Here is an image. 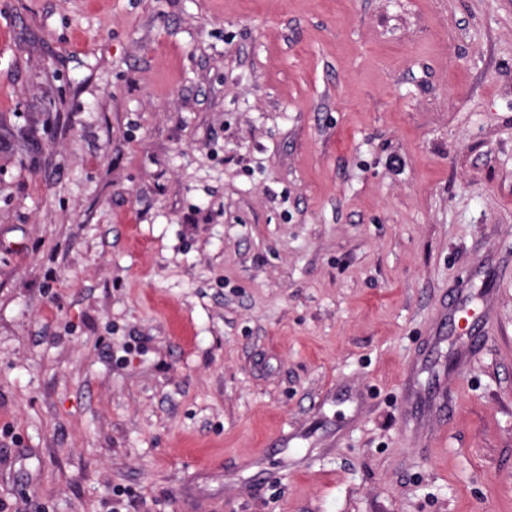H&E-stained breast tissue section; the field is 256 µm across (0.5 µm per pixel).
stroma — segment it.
I'll return each instance as SVG.
<instances>
[{
	"label": "stroma",
	"instance_id": "obj_1",
	"mask_svg": "<svg viewBox=\"0 0 512 512\" xmlns=\"http://www.w3.org/2000/svg\"><path fill=\"white\" fill-rule=\"evenodd\" d=\"M0 512H512V0H0Z\"/></svg>",
	"mask_w": 512,
	"mask_h": 512
}]
</instances>
